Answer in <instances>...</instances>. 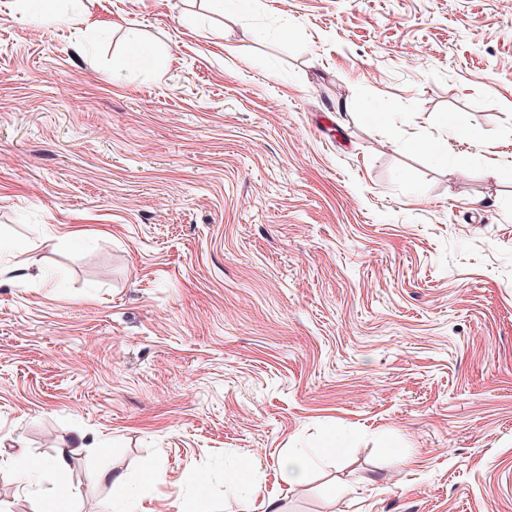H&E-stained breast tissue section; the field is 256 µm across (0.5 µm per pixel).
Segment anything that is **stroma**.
<instances>
[{
	"label": "stroma",
	"instance_id": "1",
	"mask_svg": "<svg viewBox=\"0 0 512 512\" xmlns=\"http://www.w3.org/2000/svg\"><path fill=\"white\" fill-rule=\"evenodd\" d=\"M57 7L0 0V512L61 448L65 512H512V8ZM128 43L127 67L137 69L148 67L152 62V50L143 46L139 32L132 26L128 28ZM337 449L338 448H334L331 443L318 450L289 455L280 466L282 481L288 486H300L304 484L311 471L317 466L321 456H335ZM101 479L110 482L112 487V511L113 512H146L142 507L143 497L134 491L130 479L124 473H111L108 471L100 474Z\"/></svg>",
	"mask_w": 512,
	"mask_h": 512
}]
</instances>
